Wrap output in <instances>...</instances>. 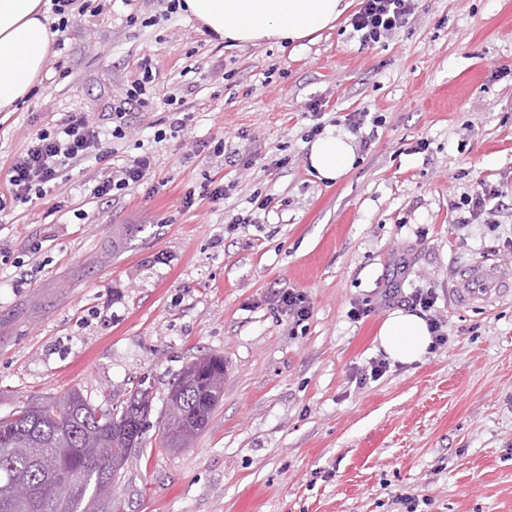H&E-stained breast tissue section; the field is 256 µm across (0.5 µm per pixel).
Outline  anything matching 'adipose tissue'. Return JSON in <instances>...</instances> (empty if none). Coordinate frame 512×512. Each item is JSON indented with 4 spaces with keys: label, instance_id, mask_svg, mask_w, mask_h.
Segmentation results:
<instances>
[{
    "label": "adipose tissue",
    "instance_id": "1",
    "mask_svg": "<svg viewBox=\"0 0 512 512\" xmlns=\"http://www.w3.org/2000/svg\"><path fill=\"white\" fill-rule=\"evenodd\" d=\"M186 11L216 38L230 44H293L302 48L334 29L350 0H185ZM57 34L46 0H0V111L24 99L41 73ZM316 178L334 183L356 160L353 136L330 127L306 145ZM377 342L392 361L413 363L428 352L432 337L426 320L396 310L383 321Z\"/></svg>",
    "mask_w": 512,
    "mask_h": 512
}]
</instances>
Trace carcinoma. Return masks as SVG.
Listing matches in <instances>:
<instances>
[{
	"label": "carcinoma",
	"instance_id": "cac0c4a2",
	"mask_svg": "<svg viewBox=\"0 0 512 512\" xmlns=\"http://www.w3.org/2000/svg\"><path fill=\"white\" fill-rule=\"evenodd\" d=\"M223 394L224 359L204 356L187 364L167 395L166 446L182 448L199 435ZM52 400L64 406V415L50 414L41 401H27L16 408L19 416L0 417V512H59L60 501L44 479L48 470L61 479L78 478L64 512H112L103 477L121 471L142 448L150 391L136 390L120 407L101 408L99 417L75 388ZM20 481L34 486L26 501L12 499Z\"/></svg>",
	"mask_w": 512,
	"mask_h": 512
}]
</instances>
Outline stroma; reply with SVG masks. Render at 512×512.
I'll use <instances>...</instances> for the list:
<instances>
[{
    "instance_id": "35a3bbf8",
    "label": "stroma",
    "mask_w": 512,
    "mask_h": 512,
    "mask_svg": "<svg viewBox=\"0 0 512 512\" xmlns=\"http://www.w3.org/2000/svg\"><path fill=\"white\" fill-rule=\"evenodd\" d=\"M99 2V16L70 14L64 48L0 112V184L73 110L111 154L0 211V417L71 388L106 407L149 386L113 512H404L400 496L420 512H512V295L451 297L478 261L512 273V0H415L371 46L345 15L299 51L214 40L167 0ZM146 55L151 103L114 138L112 106ZM362 111L371 146L318 181L308 131ZM219 136L235 163L202 155ZM144 154L148 185L93 197ZM212 181L229 185L223 200L183 208ZM483 182L499 198L460 223L459 198ZM392 287L435 291L448 342L362 384ZM288 288L306 294L305 319L273 301ZM206 355L224 359V396L190 447L168 449V389Z\"/></svg>"
}]
</instances>
